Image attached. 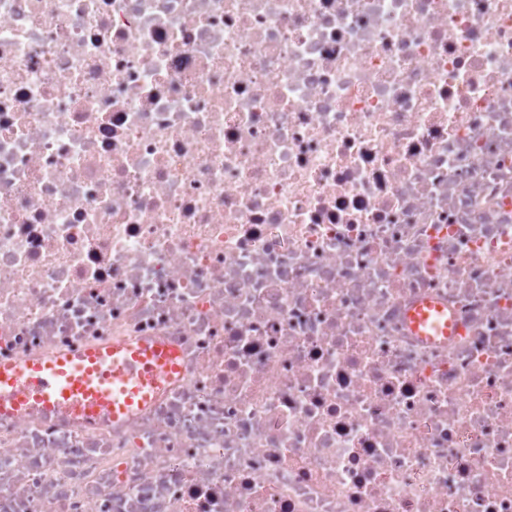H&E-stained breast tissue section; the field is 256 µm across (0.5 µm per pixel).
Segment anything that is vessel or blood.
Returning <instances> with one entry per match:
<instances>
[{
  "instance_id": "obj_1",
  "label": "vessel or blood",
  "mask_w": 512,
  "mask_h": 512,
  "mask_svg": "<svg viewBox=\"0 0 512 512\" xmlns=\"http://www.w3.org/2000/svg\"><path fill=\"white\" fill-rule=\"evenodd\" d=\"M414 328L424 336H444L448 324L431 309L411 313ZM175 369L171 351L160 346L124 344L39 363L22 362L0 368V410L37 406L52 410L79 406L92 418L107 415L118 421L134 404L169 381Z\"/></svg>"
}]
</instances>
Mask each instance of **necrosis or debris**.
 <instances>
[{
	"label": "necrosis or debris",
	"instance_id": "obj_1",
	"mask_svg": "<svg viewBox=\"0 0 512 512\" xmlns=\"http://www.w3.org/2000/svg\"><path fill=\"white\" fill-rule=\"evenodd\" d=\"M117 343L0 512H512V0H0V366ZM417 308L410 314L414 328L421 333V336H446L448 334V322L432 312V305ZM174 354L160 346L124 344L39 363L0 368V407L11 412L30 406L52 410L78 405L88 418L127 416L169 381Z\"/></svg>",
	"mask_w": 512,
	"mask_h": 512
}]
</instances>
